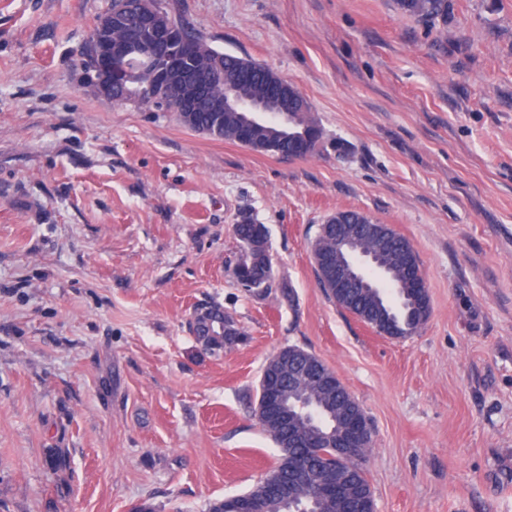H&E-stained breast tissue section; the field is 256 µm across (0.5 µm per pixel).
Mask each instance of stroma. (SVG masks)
Wrapping results in <instances>:
<instances>
[{"label": "stroma", "mask_w": 512, "mask_h": 512, "mask_svg": "<svg viewBox=\"0 0 512 512\" xmlns=\"http://www.w3.org/2000/svg\"><path fill=\"white\" fill-rule=\"evenodd\" d=\"M112 0H0V512H208L278 450L258 378L298 345L370 418L378 512H512V0H175L266 64L324 138L284 159L82 86ZM339 210L410 241L432 313L390 339L320 288ZM269 230L275 285L234 281V226ZM215 302L245 340L203 351ZM402 7L411 15L436 19L443 17L448 12L447 0H403Z\"/></svg>", "instance_id": "stroma-1"}]
</instances>
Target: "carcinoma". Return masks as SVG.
<instances>
[{
	"instance_id": "carcinoma-1",
	"label": "carcinoma",
	"mask_w": 512,
	"mask_h": 512,
	"mask_svg": "<svg viewBox=\"0 0 512 512\" xmlns=\"http://www.w3.org/2000/svg\"><path fill=\"white\" fill-rule=\"evenodd\" d=\"M150 3L156 6L157 19L167 26L172 35V43L157 45L153 53L162 57L173 49L194 68L203 73L209 71L213 74V79L208 82L206 89L196 94L194 110L186 112L170 102L156 98V90L159 88L156 70L131 54L117 51L119 46L143 41L149 35L152 22L134 15L127 17L121 27L106 37L101 36V25L107 21V15L98 18L82 59L85 89L117 104H134L149 111L175 112L179 120L192 130L227 141H236V114L214 111L215 103L224 99V83L234 77L241 65L252 72V84L258 89L275 79L277 73L263 63L210 46L201 36L186 27L170 9L163 6L162 0H150ZM402 7L414 16L436 19L447 14L448 0H403ZM291 93L300 104L296 112L297 131L286 134L279 126L270 124L255 137L253 150L273 155L299 152L305 156L316 150L323 139V130L312 118V106L302 92L294 86ZM234 232L239 241V248L232 266L233 277L237 285L246 291L262 295L274 285L268 228L243 215L235 224ZM388 238L387 248L392 252L388 259H393L395 253H404L407 258H413L410 242L391 227L388 228ZM334 244L335 241L330 237V227L324 223L312 244V254L317 255ZM318 282L339 309L361 321L377 323V307L383 309L398 325L409 321L413 300L409 291L402 286L399 287V295L392 299L384 297L377 290L363 288H353L347 293L339 294L332 282L321 275L318 276ZM189 330L205 351L230 349L245 336L236 322L214 303L200 305L197 314L189 321ZM285 351L287 361L272 359L264 365L258 389H263L264 381L274 379L280 383L281 392L288 394L290 398L299 399L307 394L308 385L295 377L293 366L312 362L318 364L320 359L296 345L285 347ZM254 413L264 433L280 449V456L276 466L246 491V494L250 496L268 488L287 492L288 498L293 501L301 502L310 498L312 484L319 480L316 472H310L304 483L288 482V475L301 457L302 449L294 447L288 441L287 430L278 429L265 419L260 407H255ZM322 452L323 456L314 460L317 469L353 467L364 491L372 494L365 467L358 468L353 461L337 458L330 448H324Z\"/></svg>"
}]
</instances>
